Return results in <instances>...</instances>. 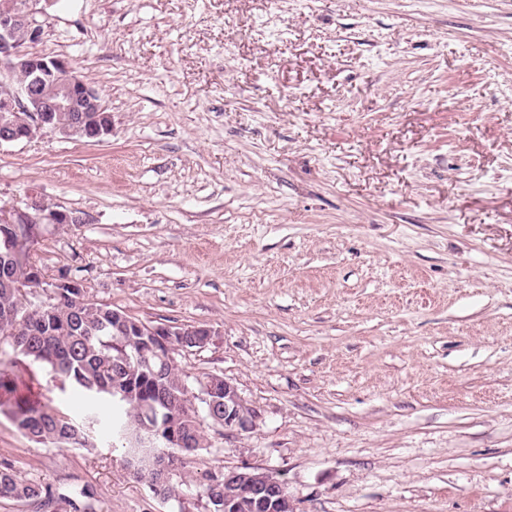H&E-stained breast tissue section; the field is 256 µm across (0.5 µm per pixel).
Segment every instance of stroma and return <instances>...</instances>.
<instances>
[{"label":"stroma","instance_id":"obj_1","mask_svg":"<svg viewBox=\"0 0 512 512\" xmlns=\"http://www.w3.org/2000/svg\"><path fill=\"white\" fill-rule=\"evenodd\" d=\"M32 53L70 61L103 140L0 146V201L84 216L48 280L146 322L210 328L175 361L258 413L202 419L204 473L259 464L297 512H512V0H54ZM61 412L80 401L10 349ZM0 467L73 512H171L97 444ZM207 378L209 383L224 384V396L221 397L224 399V406L219 405L221 400L216 397V387L213 384L206 385V381L202 384L201 395L196 396L212 422L224 428L225 436H242L252 432L257 426L258 415L254 408L246 404L237 386L230 379L219 375ZM222 409L224 413L221 412Z\"/></svg>","mask_w":512,"mask_h":512}]
</instances>
